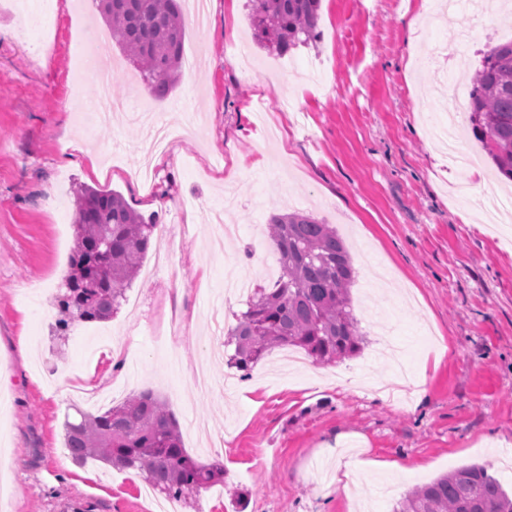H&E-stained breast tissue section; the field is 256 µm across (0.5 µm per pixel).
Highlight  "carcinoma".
<instances>
[{
  "instance_id": "carcinoma-1",
  "label": "carcinoma",
  "mask_w": 512,
  "mask_h": 512,
  "mask_svg": "<svg viewBox=\"0 0 512 512\" xmlns=\"http://www.w3.org/2000/svg\"><path fill=\"white\" fill-rule=\"evenodd\" d=\"M256 39L279 54L316 36L320 0H251ZM112 39L139 69L148 92L166 96L181 68L184 20L178 0H100ZM471 131L497 173L512 181V40L484 53L470 81ZM76 244L58 297L63 334L75 321L112 318L136 277L155 223L117 191L81 185L74 193ZM270 240L282 274L257 288L230 331L231 365L248 373L270 350L294 346L319 363L357 355L364 335L350 296L355 270L336 229L299 211L273 214ZM64 444L78 462L134 469L179 500L224 482L220 464H202L183 447L178 422L154 393L142 391L103 413L78 411ZM392 512H512V496L480 465L458 467L394 503Z\"/></svg>"
}]
</instances>
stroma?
<instances>
[{
	"instance_id": "obj_1",
	"label": "stroma",
	"mask_w": 512,
	"mask_h": 512,
	"mask_svg": "<svg viewBox=\"0 0 512 512\" xmlns=\"http://www.w3.org/2000/svg\"><path fill=\"white\" fill-rule=\"evenodd\" d=\"M247 2L210 0L206 28L186 23L184 53L207 63L180 70L164 99L111 45L116 97L195 118L145 181L133 170L149 127L123 112L95 123V78L73 76L80 38L106 27L99 0H0V512H155L137 471L64 448L66 420L147 389L188 453L224 467L172 512H391L471 464L512 490V221L485 220L486 196L512 204V182L466 132L467 112L458 144L473 164L435 131L446 88L468 91L484 51L512 39V6L445 18L430 0H321L319 39L279 55L254 40ZM234 42L252 70L231 59ZM287 99L296 111H281ZM79 183L140 212L153 200L174 234L151 240L112 320L62 338ZM286 210L345 239L369 343L299 368L274 350L243 378L224 342L247 305L225 277L273 286L267 222ZM392 460L408 472L381 469ZM342 476L352 496L337 492Z\"/></svg>"
}]
</instances>
